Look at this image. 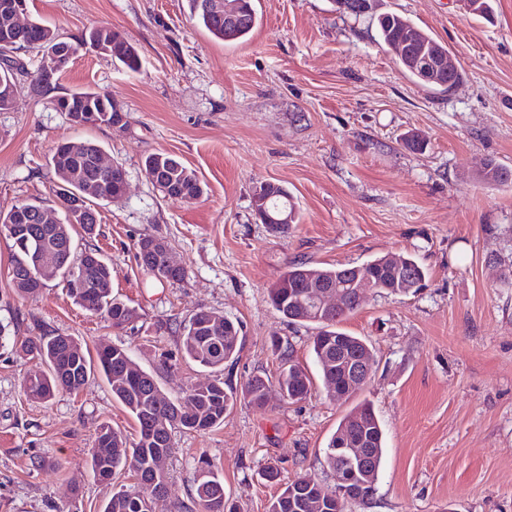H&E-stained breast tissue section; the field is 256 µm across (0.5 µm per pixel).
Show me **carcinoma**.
<instances>
[{
    "label": "carcinoma",
    "instance_id": "obj_1",
    "mask_svg": "<svg viewBox=\"0 0 512 512\" xmlns=\"http://www.w3.org/2000/svg\"><path fill=\"white\" fill-rule=\"evenodd\" d=\"M206 0H188L192 17L215 38L225 42L246 39L256 25L257 17L253 0H227L225 14L234 17L227 20L205 6ZM377 29L381 42L388 48L401 72L417 81L445 87L457 84L462 73L448 75V49L436 42L409 18L397 13L377 16ZM6 20L0 18V57H9L14 66L0 68V95L15 98L18 77L29 78L30 92L38 98H46L49 104L66 98L71 107L81 109L92 105L97 109L99 124L110 125L115 117L112 95L91 89L69 91L61 96L54 94L59 79L43 81L39 71L30 72L24 59L16 56L22 45H13ZM32 40L37 48L46 51L56 45L58 29L40 21L31 28ZM95 38L103 42L106 56L118 60L128 70L140 68V57L135 47L120 33L109 26H99L68 39L78 52L84 38ZM428 57L432 65L424 69L417 64L418 57ZM57 149L69 152L71 162L56 171L58 184L55 190L59 200L64 201L81 193L83 183L96 180L105 187L117 190L112 177L98 172L92 158L102 147L92 140L64 142ZM146 177L158 176L168 187V198L182 200L200 196L203 185L195 171L188 168L175 156L159 152L147 156L143 162ZM481 178L490 185L512 181V171L493 159L487 160ZM255 213L269 215L273 222L270 229L285 235L297 223L295 204L287 192L277 184L269 191L253 197ZM97 217L82 220L68 213L52 224H42L39 229L38 246L25 232L13 239L11 284L22 297L32 296L29 288V273L35 271L34 260L57 265L67 296L84 310L103 317L113 328L123 329L137 317L136 310L112 297V269L106 259L94 248L77 250L72 230L80 227L93 234ZM164 242L151 235L141 237L137 244L140 266L160 283L181 282L186 272L181 267L165 264ZM403 270L413 273L417 282L425 280L423 268L416 260L404 255H384L362 265L351 267H320L311 263H292L276 285L270 289L269 297L274 307L291 323L314 326L316 334L312 350L320 368L327 393L336 400H348L359 389H353L345 373L336 364L347 366L366 360L374 362V350L370 343L352 336L338 327L342 318L354 311L357 302L354 282L357 276L369 274L386 294L406 295L412 289L399 281ZM342 286V305L334 308L320 306L314 296L325 289ZM182 357L205 369H222L238 358L241 349V328L232 320L210 310L200 309L188 321L176 329ZM20 346L32 357L41 360L47 370L38 371L24 381L25 395L35 401L48 400L57 389L76 391L88 381L94 372L103 374L111 387L112 398L120 402L138 425L136 439L129 440L122 432L103 423L99 426L93 448L90 450V469L99 480L111 481L125 475L132 483L121 485L112 494L102 512H160L164 506L169 472L164 461L171 448V432L182 429L195 433H206L224 423V417L237 404L238 398L265 408L272 393L279 399L298 401L310 391V379L304 369L293 363L291 343L279 338L272 339L271 347L280 364L276 388L269 380L253 376L241 388H236L222 379L192 384L187 387L183 401H171L153 375L143 370L128 351L114 345L105 346L91 357L83 343L72 336L43 334L28 336ZM363 441L368 448V462L359 470L357 482L365 483L375 490L379 469L384 454V434L371 404L363 401L353 407L339 422L324 451V463L331 469L341 463L336 448L347 446L355 440ZM194 504L197 512H237L224 493V479L207 463L194 476ZM319 482L310 475H303L289 483L269 503L268 512H344L336 498H322L317 492Z\"/></svg>",
    "mask_w": 512,
    "mask_h": 512
}]
</instances>
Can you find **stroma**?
<instances>
[{"instance_id":"stroma-1","label":"stroma","mask_w":512,"mask_h":512,"mask_svg":"<svg viewBox=\"0 0 512 512\" xmlns=\"http://www.w3.org/2000/svg\"><path fill=\"white\" fill-rule=\"evenodd\" d=\"M255 4L250 37L226 43L190 19L187 0H28L27 18L65 35L111 26L136 47L141 68L86 52L60 80L64 91L111 93L126 116L117 127L73 126L20 87L0 111V211L32 201L60 208L55 147L99 142L124 167L127 193L98 203L95 237L75 239L110 262L113 297L139 318L112 328L55 279L36 296L17 295L13 242L0 234V512H99L117 485L87 464L97 430L106 423L131 439L137 431L98 375L79 392L27 399L24 381L41 365L14 339L45 332L78 337L92 352L122 346L178 401L213 375L179 360L176 336L157 324L201 308L241 326L234 383L277 377L270 343L279 336L311 390L263 409L240 402L204 434L174 430L168 504L192 506L204 460L240 512H266L281 485L305 474L334 489L324 449L353 402L366 400L385 452L373 496L346 512H512V288L500 283V259L512 252V183L477 176L489 158L512 169V0H493L488 18L463 0H373L374 13L404 15L447 46L463 78L446 92L401 74L368 17L339 12L335 0ZM410 134L422 149L404 146ZM157 152L194 170L203 195L163 197L142 168ZM265 182L297 206L287 235L254 216ZM145 234L165 241L184 281L161 284L143 271L136 243ZM386 254L415 257L427 286L365 289L341 327L371 341L376 362L354 401L333 400L312 327L287 323L268 292L294 260L344 267ZM271 464L279 483L263 477Z\"/></svg>"}]
</instances>
